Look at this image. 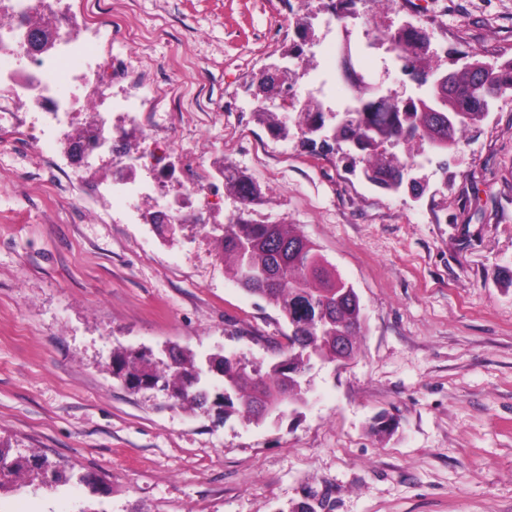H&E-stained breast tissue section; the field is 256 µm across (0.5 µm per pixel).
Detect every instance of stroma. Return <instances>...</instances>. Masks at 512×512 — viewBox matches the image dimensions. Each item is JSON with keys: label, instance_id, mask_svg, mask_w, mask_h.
Here are the masks:
<instances>
[{"label": "stroma", "instance_id": "1", "mask_svg": "<svg viewBox=\"0 0 512 512\" xmlns=\"http://www.w3.org/2000/svg\"><path fill=\"white\" fill-rule=\"evenodd\" d=\"M49 2L100 73L60 59L66 94L151 137L75 167L45 113L0 112V441L110 490H4L0 512H512V91L447 168L422 170L421 196L389 194L253 116L251 73L296 65L297 0ZM410 20L433 28L448 68L512 58V0H387L379 24ZM130 94L137 114L113 111ZM146 151L141 183L172 198L209 186L206 225L169 232L112 197L113 164ZM228 166L260 188V217L318 246L365 317L355 358L310 370L306 407L259 422L170 406L110 364L119 348L173 346L279 359L287 321L225 269L240 206ZM385 414L395 428L375 431Z\"/></svg>", "mask_w": 512, "mask_h": 512}]
</instances>
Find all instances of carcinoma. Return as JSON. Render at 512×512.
I'll use <instances>...</instances> for the list:
<instances>
[{
  "instance_id": "1",
  "label": "carcinoma",
  "mask_w": 512,
  "mask_h": 512,
  "mask_svg": "<svg viewBox=\"0 0 512 512\" xmlns=\"http://www.w3.org/2000/svg\"><path fill=\"white\" fill-rule=\"evenodd\" d=\"M357 0H323L325 12L338 17L355 14ZM314 35L306 20L298 26V38L286 56L303 53L302 42ZM385 39L402 53L404 71L422 85L443 77L432 49V32L424 26L407 25L384 32ZM451 83L440 92L449 111L435 112L411 98L385 97L353 112H327L309 103L297 115L301 137L316 136L329 149L338 146L351 172L387 192L406 187L420 189L413 177L416 158L431 150L446 154L457 144V135L488 115L487 103L512 90V61L500 63L482 81L470 68L449 73ZM272 78L265 70L252 76V96L266 99ZM453 93H448V87ZM257 120L274 139L290 135L279 113L257 108ZM242 207L224 224V263L244 290L279 307L290 327L287 359L277 367L262 368L229 356L215 355L198 364L184 351L172 347L166 359L147 351L112 352V376L131 389L155 386L175 407L204 406L213 401L218 414L237 411L248 420L264 419L272 406L281 413L309 400L305 375L315 361L334 363L351 359L364 319L353 286L328 268L315 244L291 224L252 217L250 205L260 197L253 180L240 172L226 180ZM98 487L88 475L51 463L40 456H22L0 446V490L19 488L55 490L73 481Z\"/></svg>"
}]
</instances>
